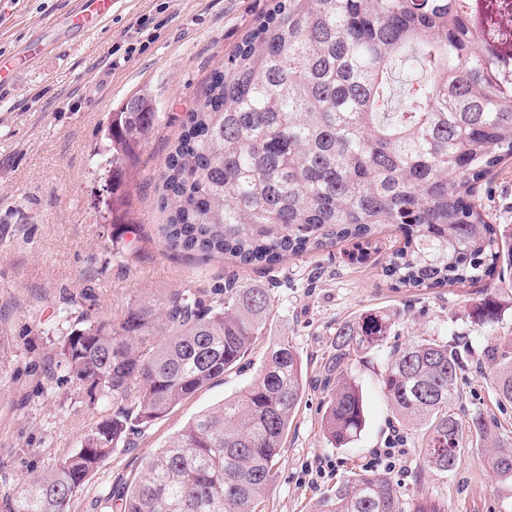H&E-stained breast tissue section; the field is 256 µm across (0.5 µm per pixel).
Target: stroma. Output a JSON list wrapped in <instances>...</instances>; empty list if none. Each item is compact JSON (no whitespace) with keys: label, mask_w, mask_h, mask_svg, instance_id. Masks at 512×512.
I'll return each instance as SVG.
<instances>
[{"label":"stroma","mask_w":512,"mask_h":512,"mask_svg":"<svg viewBox=\"0 0 512 512\" xmlns=\"http://www.w3.org/2000/svg\"><path fill=\"white\" fill-rule=\"evenodd\" d=\"M73 0H12L0 15V52L50 24ZM271 0H118L99 31L62 38L54 52L0 94V352L9 372L0 382V496L78 448L99 418L63 378L48 379L47 334L74 319L87 291L91 314L118 320L135 302L162 300L186 288L210 292L236 276L271 289L272 312L248 362L211 381L146 431L129 435L73 498L70 512H112L109 494L140 475L148 457L202 411L254 379L268 347L285 340L300 352L310 386L300 404L267 491L263 512H314L321 494L350 472L374 470V451L394 435L392 407L380 375L388 349L425 337L465 351L455 410L483 414L512 435V404L501 403L485 359L512 336V270L489 286L397 292L382 273L384 251L403 244L401 231L381 225L379 252L359 257L348 241L299 257L275 270L240 268L171 254L160 232L158 179L186 112L200 103L211 74L224 67L242 34ZM150 94L160 119L124 179L133 226L103 219L107 173L96 156L111 112L131 96ZM487 221L512 246V160L476 197ZM498 314L480 320L476 302ZM381 312L392 329L386 347L352 358L348 375L361 388L366 426L358 440L333 447L324 438L328 397L319 383L337 328ZM422 432L404 435V451L387 474L405 500L425 495L448 512H512V483L494 477L484 448L464 436L455 472L430 468Z\"/></svg>","instance_id":"35a3bbf8"}]
</instances>
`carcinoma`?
Here are the masks:
<instances>
[{"label": "carcinoma", "instance_id": "obj_1", "mask_svg": "<svg viewBox=\"0 0 512 512\" xmlns=\"http://www.w3.org/2000/svg\"><path fill=\"white\" fill-rule=\"evenodd\" d=\"M474 0H274L213 74L161 172L168 248L272 269L290 256L404 231L383 267L391 288L474 285L500 256L475 203L479 182L512 158V61L490 55L493 13ZM159 122L136 94L111 115L96 155L112 172L104 212L128 224L121 181ZM271 289L233 277L212 293L143 300L118 321L84 312L52 339L57 371L85 404L122 407L80 447L0 499L3 512H70L87 478L126 441L224 373L262 335ZM391 323L365 314L336 330L324 437L360 436L364 399L344 368L386 342ZM498 398L512 404V339L487 351ZM461 351L421 338L389 352L381 384L401 430H423L424 459L456 469L463 429L491 443L486 465L512 481V436L454 412ZM308 379L296 348L268 349L253 382L195 417L112 495L119 512H261ZM446 512L406 504L389 476L359 471L322 493L315 512Z\"/></svg>", "mask_w": 512, "mask_h": 512}]
</instances>
